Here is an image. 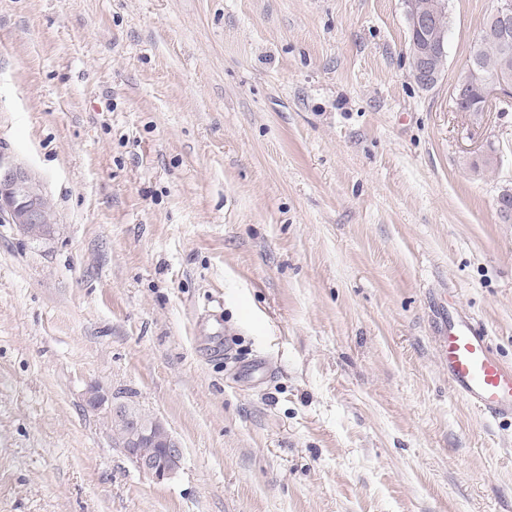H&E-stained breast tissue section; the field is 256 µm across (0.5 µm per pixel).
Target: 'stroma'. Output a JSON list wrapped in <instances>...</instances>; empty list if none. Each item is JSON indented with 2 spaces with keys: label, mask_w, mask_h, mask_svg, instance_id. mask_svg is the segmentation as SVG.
<instances>
[{
  "label": "stroma",
  "mask_w": 512,
  "mask_h": 512,
  "mask_svg": "<svg viewBox=\"0 0 512 512\" xmlns=\"http://www.w3.org/2000/svg\"><path fill=\"white\" fill-rule=\"evenodd\" d=\"M496 6L448 0L423 88L403 0H0V162L53 215L0 224V512H512L438 355L466 318L512 366V98H451ZM112 414L123 418L129 434L130 444L120 448L142 473L156 482H163L177 472L183 450L160 419L126 405L109 407L108 417ZM148 444H160L162 448L148 452L144 449L146 445L151 447Z\"/></svg>",
  "instance_id": "obj_1"
}]
</instances>
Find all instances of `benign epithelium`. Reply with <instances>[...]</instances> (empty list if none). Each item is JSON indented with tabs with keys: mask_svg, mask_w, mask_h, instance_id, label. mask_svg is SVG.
I'll return each mask as SVG.
<instances>
[{
	"mask_svg": "<svg viewBox=\"0 0 512 512\" xmlns=\"http://www.w3.org/2000/svg\"><path fill=\"white\" fill-rule=\"evenodd\" d=\"M406 5L412 76L420 85L429 87L447 63L448 26L443 15L447 5L445 0H406ZM489 22L499 29L505 45L512 44V0H498ZM474 75V70H468L453 87L452 98L458 112L476 110L485 115L502 95L512 93V77L508 73L483 75L480 103L475 109L470 105L468 91L475 83ZM0 223L16 224L31 238L40 237L51 224L50 206L40 181L25 167L0 163ZM112 414L123 418L130 439L123 452L142 473L163 482L177 472L183 448L160 419L124 405L109 407L107 415ZM148 444H159L161 448L148 452Z\"/></svg>",
	"mask_w": 512,
	"mask_h": 512,
	"instance_id": "1",
	"label": "benign epithelium"
}]
</instances>
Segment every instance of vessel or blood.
<instances>
[{
    "label": "vessel or blood",
    "instance_id": "vessel-or-blood-1",
    "mask_svg": "<svg viewBox=\"0 0 512 512\" xmlns=\"http://www.w3.org/2000/svg\"><path fill=\"white\" fill-rule=\"evenodd\" d=\"M440 357L456 391L483 414L512 416V367L492 354L484 330L462 321L449 325Z\"/></svg>",
    "mask_w": 512,
    "mask_h": 512
}]
</instances>
